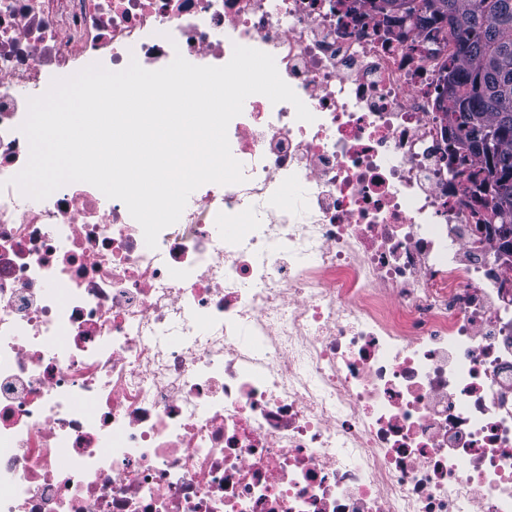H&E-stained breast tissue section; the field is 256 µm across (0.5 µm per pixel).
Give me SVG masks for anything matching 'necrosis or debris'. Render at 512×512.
<instances>
[{
    "label": "necrosis or debris",
    "instance_id": "obj_1",
    "mask_svg": "<svg viewBox=\"0 0 512 512\" xmlns=\"http://www.w3.org/2000/svg\"><path fill=\"white\" fill-rule=\"evenodd\" d=\"M371 0H0V512H512V251L463 180L454 47ZM271 54L241 184L145 244L26 165L29 98L98 63Z\"/></svg>",
    "mask_w": 512,
    "mask_h": 512
}]
</instances>
